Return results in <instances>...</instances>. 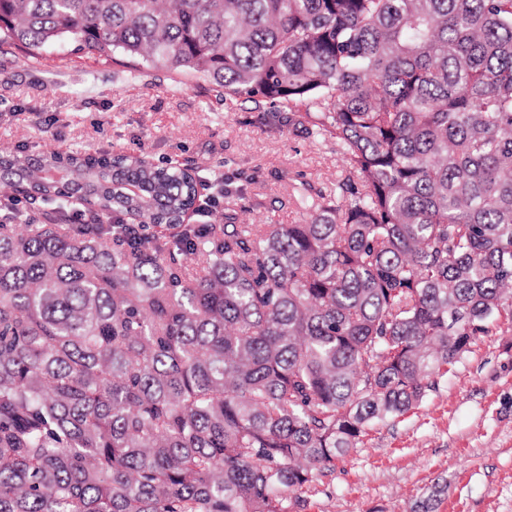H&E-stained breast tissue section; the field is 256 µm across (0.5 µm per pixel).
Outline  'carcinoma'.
Listing matches in <instances>:
<instances>
[{"label":"carcinoma","mask_w":512,"mask_h":512,"mask_svg":"<svg viewBox=\"0 0 512 512\" xmlns=\"http://www.w3.org/2000/svg\"><path fill=\"white\" fill-rule=\"evenodd\" d=\"M200 74L346 170L302 224H192L188 168L0 150V512H302L512 328V0H0V43Z\"/></svg>","instance_id":"obj_1"}]
</instances>
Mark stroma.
<instances>
[{
	"label": "stroma",
	"instance_id": "1",
	"mask_svg": "<svg viewBox=\"0 0 512 512\" xmlns=\"http://www.w3.org/2000/svg\"><path fill=\"white\" fill-rule=\"evenodd\" d=\"M44 55L0 48V145L20 154L137 153L190 167L211 213L223 214L228 190L241 224L303 223L296 187L330 191L344 175L333 142L280 108L217 97L203 77L96 61L73 41ZM305 512H512V335L482 337L417 410L318 476Z\"/></svg>",
	"mask_w": 512,
	"mask_h": 512
}]
</instances>
